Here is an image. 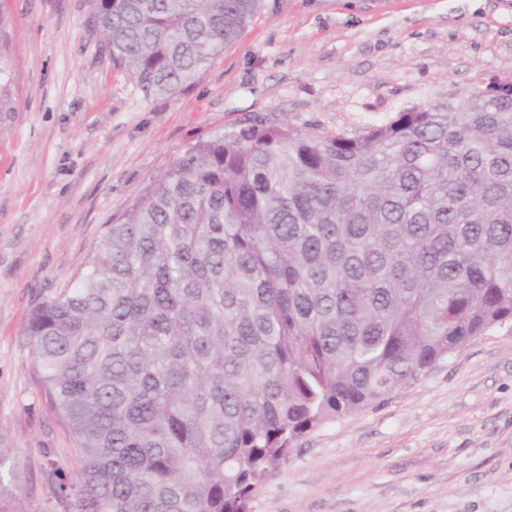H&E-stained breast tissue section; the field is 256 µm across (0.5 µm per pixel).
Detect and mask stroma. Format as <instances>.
<instances>
[{
    "label": "stroma",
    "mask_w": 512,
    "mask_h": 512,
    "mask_svg": "<svg viewBox=\"0 0 512 512\" xmlns=\"http://www.w3.org/2000/svg\"><path fill=\"white\" fill-rule=\"evenodd\" d=\"M495 73H512V0H260L166 97L113 66L87 0H0V441L23 473L12 512H58L47 463L76 455L25 345L28 314L191 143L254 117L360 130ZM250 512H512V327L303 435Z\"/></svg>",
    "instance_id": "35a3bbf8"
}]
</instances>
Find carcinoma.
I'll return each mask as SVG.
<instances>
[{"instance_id": "cac0c4a2", "label": "carcinoma", "mask_w": 512, "mask_h": 512, "mask_svg": "<svg viewBox=\"0 0 512 512\" xmlns=\"http://www.w3.org/2000/svg\"><path fill=\"white\" fill-rule=\"evenodd\" d=\"M148 97L258 0H88ZM512 73L336 133L254 118L189 145L25 338L77 467L62 512H249L292 443L512 326Z\"/></svg>"}]
</instances>
